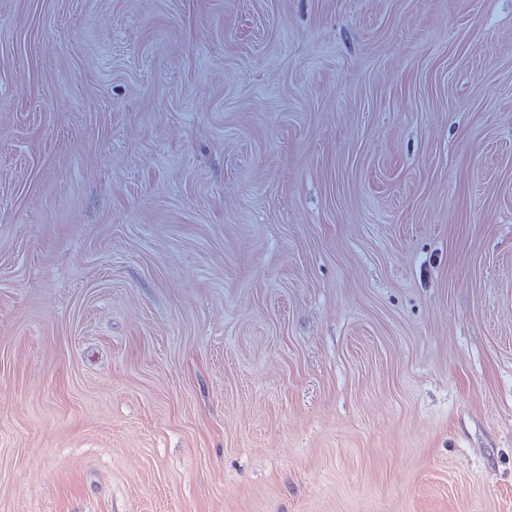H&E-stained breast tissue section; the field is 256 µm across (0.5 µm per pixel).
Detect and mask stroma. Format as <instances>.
Here are the masks:
<instances>
[{
	"label": "stroma",
	"mask_w": 512,
	"mask_h": 512,
	"mask_svg": "<svg viewBox=\"0 0 512 512\" xmlns=\"http://www.w3.org/2000/svg\"><path fill=\"white\" fill-rule=\"evenodd\" d=\"M0 512H512V0H0Z\"/></svg>",
	"instance_id": "1"
}]
</instances>
